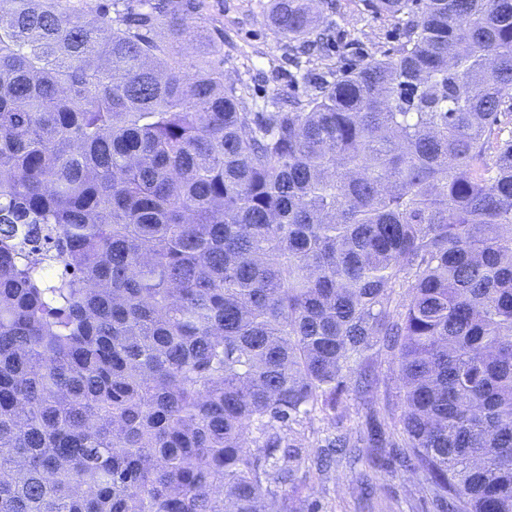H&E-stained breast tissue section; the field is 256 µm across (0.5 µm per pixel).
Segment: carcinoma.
<instances>
[{
	"mask_svg": "<svg viewBox=\"0 0 512 512\" xmlns=\"http://www.w3.org/2000/svg\"><path fill=\"white\" fill-rule=\"evenodd\" d=\"M313 0L269 21L318 42ZM199 4L0 0V512H319L294 431L372 397L440 512H512V0L248 112ZM406 289L400 298L395 289Z\"/></svg>",
	"mask_w": 512,
	"mask_h": 512,
	"instance_id": "obj_1",
	"label": "carcinoma"
}]
</instances>
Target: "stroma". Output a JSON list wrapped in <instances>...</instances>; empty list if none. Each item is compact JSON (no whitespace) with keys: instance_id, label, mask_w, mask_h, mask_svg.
<instances>
[{"instance_id":"obj_1","label":"stroma","mask_w":512,"mask_h":512,"mask_svg":"<svg viewBox=\"0 0 512 512\" xmlns=\"http://www.w3.org/2000/svg\"><path fill=\"white\" fill-rule=\"evenodd\" d=\"M273 0H200L195 22L200 36L224 35V80L234 84L248 111L291 108L326 84L392 53L402 42L397 19L377 14L370 0H317L316 25L328 37L313 48L280 34L268 20ZM400 404L385 408L383 395L345 394L335 419L313 416L299 433L308 453L337 435L358 440L373 421L400 417ZM375 467L337 463L319 483L303 482L304 494L322 502L325 512H433L420 475L390 472L388 449H379ZM370 472L372 499H363L359 476Z\"/></svg>"}]
</instances>
